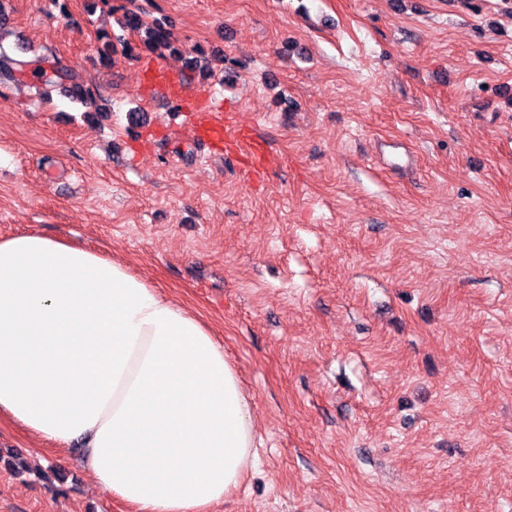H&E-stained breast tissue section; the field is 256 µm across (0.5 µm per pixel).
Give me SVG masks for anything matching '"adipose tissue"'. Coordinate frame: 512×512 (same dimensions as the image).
Instances as JSON below:
<instances>
[{"label":"adipose tissue","instance_id":"1","mask_svg":"<svg viewBox=\"0 0 512 512\" xmlns=\"http://www.w3.org/2000/svg\"><path fill=\"white\" fill-rule=\"evenodd\" d=\"M64 446L137 512H208L256 422L207 326L123 263L39 234L0 239V414Z\"/></svg>","mask_w":512,"mask_h":512}]
</instances>
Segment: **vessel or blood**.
<instances>
[{"instance_id": "vessel-or-blood-1", "label": "vessel or blood", "mask_w": 512, "mask_h": 512, "mask_svg": "<svg viewBox=\"0 0 512 512\" xmlns=\"http://www.w3.org/2000/svg\"><path fill=\"white\" fill-rule=\"evenodd\" d=\"M154 88L159 98L174 107L177 116L190 121L195 139L214 151L234 158L241 175L254 177L265 173L268 153L265 146L237 121L234 110L224 102L204 98L187 105V93L178 78L166 67L156 64L151 68Z\"/></svg>"}]
</instances>
